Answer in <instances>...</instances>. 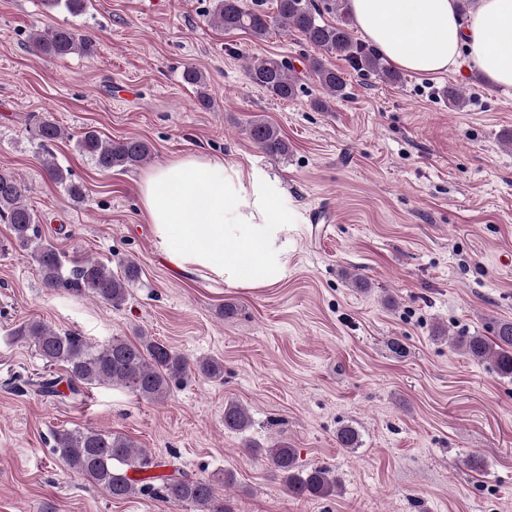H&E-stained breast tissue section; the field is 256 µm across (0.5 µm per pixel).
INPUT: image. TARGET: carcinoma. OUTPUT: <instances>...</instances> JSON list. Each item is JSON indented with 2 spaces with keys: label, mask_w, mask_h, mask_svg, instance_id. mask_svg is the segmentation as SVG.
Returning <instances> with one entry per match:
<instances>
[{
  "label": "carcinoma",
  "mask_w": 512,
  "mask_h": 512,
  "mask_svg": "<svg viewBox=\"0 0 512 512\" xmlns=\"http://www.w3.org/2000/svg\"><path fill=\"white\" fill-rule=\"evenodd\" d=\"M336 16V22L324 20ZM211 25L225 31H245L256 38L272 27L298 33L311 45L327 54L347 60L362 75H377L390 82H399L398 73L390 70L380 54L354 39L352 17L347 0H276V11L269 15L244 8L242 0H213L209 12ZM35 51L62 58L75 52L90 54L93 39L74 28L49 27L31 37ZM308 72L333 98L346 97L347 83L341 74L322 60H309ZM248 80L278 99H292L300 80L294 65L284 58H267L246 70ZM246 131L251 141L272 157L288 155V142L280 130L263 118L252 119ZM64 130L48 115L37 127L39 149L49 152V146L62 139ZM76 148L90 158L98 168L110 171H130L149 156V144L139 138L106 140L89 130L77 138ZM49 178L62 187L74 202L85 200L84 189L74 183L54 157L43 159ZM25 187L11 172L0 171V219L9 225L11 239L25 252L37 269L45 287L64 288L86 294L103 304L119 308L129 296L130 285L139 277L140 267L127 259L121 270L114 273L108 264L78 256H68L42 236L40 220L23 202ZM14 335L33 344L47 367L61 365L69 376L70 395L78 396L81 389L96 385L121 387L134 396L152 403L164 401L172 382L194 371L208 379L224 375V364L212 357L189 360L183 354L151 336L141 334L130 340L114 337L105 345L91 343L78 332H61L41 321H28L14 330ZM452 345L479 362H489L504 378H512V321L496 323L494 335L454 336ZM58 380L45 375L33 382L43 396H56ZM252 419L242 405L224 406V428L246 431ZM336 440L342 448H357L359 432L352 426L340 427ZM53 452L70 469L84 475L94 485L115 499L137 494H151L176 507L191 505L194 512H234L229 501L216 490V484H234L231 471L223 476L193 477L174 466L167 471L166 462L149 450L137 447L127 437L107 429L87 427L54 433ZM272 469L281 477L288 495L294 498H326L336 494L340 480L323 466L302 470L296 450L281 443L263 448Z\"/></svg>",
  "instance_id": "cac0c4a2"
}]
</instances>
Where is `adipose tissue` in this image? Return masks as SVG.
Returning <instances> with one entry per match:
<instances>
[{
    "label": "adipose tissue",
    "mask_w": 512,
    "mask_h": 512,
    "mask_svg": "<svg viewBox=\"0 0 512 512\" xmlns=\"http://www.w3.org/2000/svg\"><path fill=\"white\" fill-rule=\"evenodd\" d=\"M364 39L394 66L443 74L467 62L512 88V0H349ZM139 201L159 252L182 273L203 270L229 285L265 288L288 270L292 218L268 181L223 158L184 154L141 172Z\"/></svg>",
    "instance_id": "obj_1"
}]
</instances>
